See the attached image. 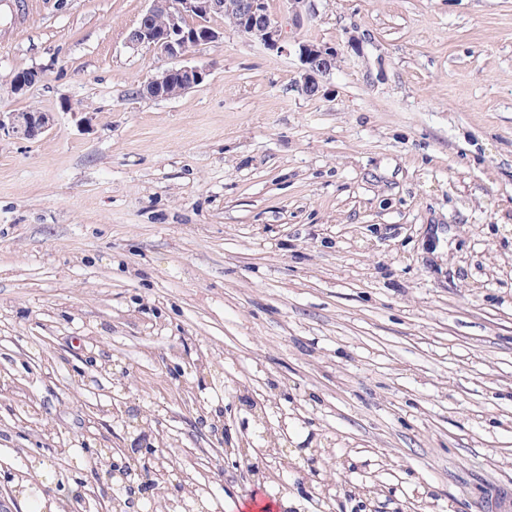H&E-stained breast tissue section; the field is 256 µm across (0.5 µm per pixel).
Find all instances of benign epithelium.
<instances>
[{"instance_id":"benign-epithelium-1","label":"benign epithelium","mask_w":512,"mask_h":512,"mask_svg":"<svg viewBox=\"0 0 512 512\" xmlns=\"http://www.w3.org/2000/svg\"><path fill=\"white\" fill-rule=\"evenodd\" d=\"M148 8L126 36L132 50L152 48L176 61V64L149 79L139 94L153 99L180 96L199 85L206 69L188 62L191 50L219 40L220 29L210 27L207 21L217 15L249 40L262 44L276 53L287 51L282 28L271 18L267 0H147ZM299 58L304 66L300 90L311 95L321 92L318 77L329 74L334 65L336 50L324 45L297 42ZM40 78L36 69L17 72L11 80L12 93L19 95ZM51 125V116L41 111L0 113V133L16 139L30 140L44 133ZM109 466L102 483L115 478L131 487L128 498L122 502L133 508L139 500L153 499V477L161 460L155 449H145L140 459L117 461L106 451Z\"/></svg>"}]
</instances>
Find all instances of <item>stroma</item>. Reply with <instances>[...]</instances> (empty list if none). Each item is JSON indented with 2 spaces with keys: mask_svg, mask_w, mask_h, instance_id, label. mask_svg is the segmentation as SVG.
<instances>
[{
  "mask_svg": "<svg viewBox=\"0 0 512 512\" xmlns=\"http://www.w3.org/2000/svg\"><path fill=\"white\" fill-rule=\"evenodd\" d=\"M0 9V512L94 484L101 448L197 465L212 512H493L512 492V0H267L204 82L132 50L146 0ZM40 71L23 94L14 74ZM223 438H215V426ZM234 455L224 456L223 446ZM287 449L280 479L267 448ZM20 448L43 455L14 495ZM248 456H240V449ZM331 452L329 461L315 450ZM297 45L299 58L304 66L299 88L307 95L318 94L322 88L318 77L325 76L332 71L336 50L333 47L309 42L298 41ZM4 114H7L6 116ZM51 125L47 112H1L0 134L4 132L16 139L30 140L44 133Z\"/></svg>",
  "mask_w": 512,
  "mask_h": 512,
  "instance_id": "stroma-1",
  "label": "stroma"
}]
</instances>
